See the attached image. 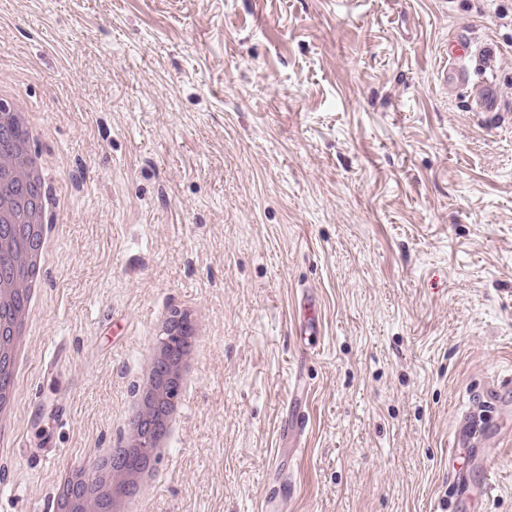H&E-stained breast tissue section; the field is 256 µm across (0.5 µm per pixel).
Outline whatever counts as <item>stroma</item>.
<instances>
[{
    "label": "stroma",
    "mask_w": 512,
    "mask_h": 512,
    "mask_svg": "<svg viewBox=\"0 0 512 512\" xmlns=\"http://www.w3.org/2000/svg\"><path fill=\"white\" fill-rule=\"evenodd\" d=\"M461 34L495 112L437 84ZM0 85L42 118L57 219L0 512L111 446L183 300L209 333L154 512H259L298 415L288 512H448L459 416L512 380V0H0ZM492 431L473 512H512V404Z\"/></svg>",
    "instance_id": "35a3bbf8"
}]
</instances>
